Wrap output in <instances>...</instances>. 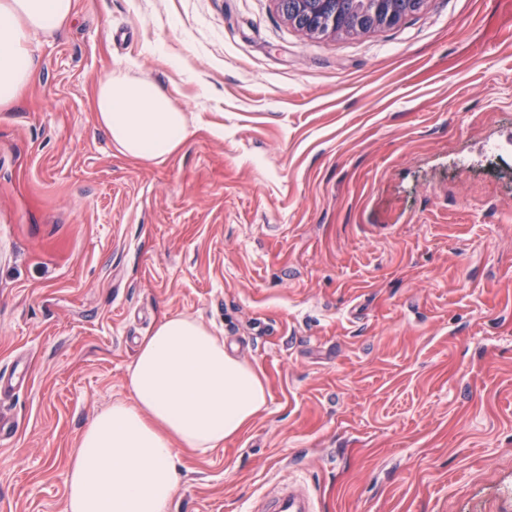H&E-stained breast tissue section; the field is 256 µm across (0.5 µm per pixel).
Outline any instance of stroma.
<instances>
[{
	"label": "stroma",
	"mask_w": 512,
	"mask_h": 512,
	"mask_svg": "<svg viewBox=\"0 0 512 512\" xmlns=\"http://www.w3.org/2000/svg\"><path fill=\"white\" fill-rule=\"evenodd\" d=\"M0 112V512H61L83 430L164 316L257 367L269 409L181 449L173 512H512V0H428L307 38L276 0H77ZM191 138L157 163L95 122L115 63ZM250 512H317V502L309 489L282 484L265 491L251 505Z\"/></svg>",
	"instance_id": "35a3bbf8"
}]
</instances>
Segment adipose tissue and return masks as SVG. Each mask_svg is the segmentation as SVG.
<instances>
[{
  "mask_svg": "<svg viewBox=\"0 0 512 512\" xmlns=\"http://www.w3.org/2000/svg\"><path fill=\"white\" fill-rule=\"evenodd\" d=\"M74 10L75 0H0V112L18 107L39 71L34 40ZM92 110L116 150L140 162L165 160L191 135L174 97L126 66L98 81ZM126 383L128 397L100 410L73 451L62 512H173L179 449L222 447L269 409L258 369L183 314L142 337Z\"/></svg>",
  "mask_w": 512,
  "mask_h": 512,
  "instance_id": "ef3b65f1",
  "label": "adipose tissue"
}]
</instances>
